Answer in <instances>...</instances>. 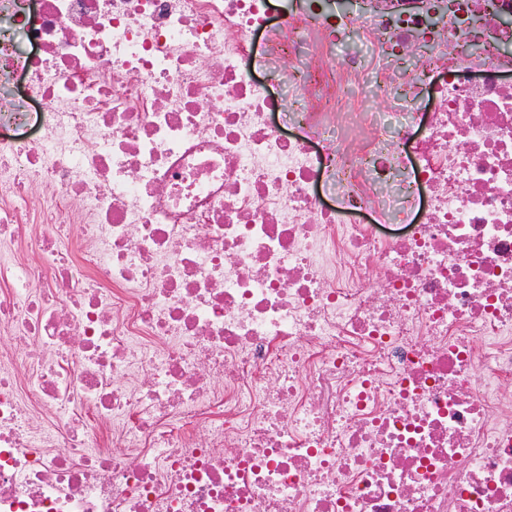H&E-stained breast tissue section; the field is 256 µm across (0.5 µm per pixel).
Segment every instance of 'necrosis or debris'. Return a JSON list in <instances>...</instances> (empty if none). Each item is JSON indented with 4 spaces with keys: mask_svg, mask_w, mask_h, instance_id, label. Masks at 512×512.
Here are the masks:
<instances>
[{
    "mask_svg": "<svg viewBox=\"0 0 512 512\" xmlns=\"http://www.w3.org/2000/svg\"><path fill=\"white\" fill-rule=\"evenodd\" d=\"M270 13L0 0V512H512V0Z\"/></svg>",
    "mask_w": 512,
    "mask_h": 512,
    "instance_id": "1",
    "label": "necrosis or debris"
}]
</instances>
